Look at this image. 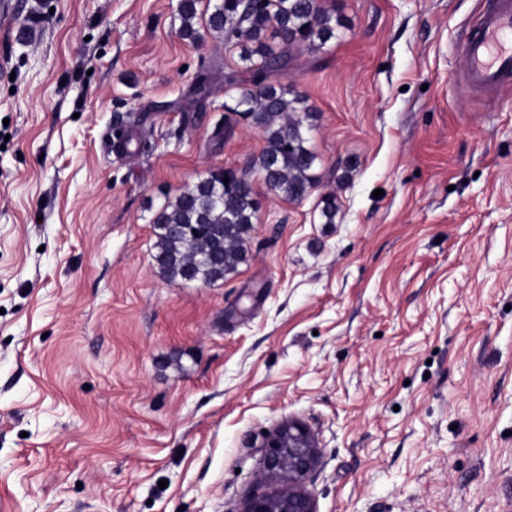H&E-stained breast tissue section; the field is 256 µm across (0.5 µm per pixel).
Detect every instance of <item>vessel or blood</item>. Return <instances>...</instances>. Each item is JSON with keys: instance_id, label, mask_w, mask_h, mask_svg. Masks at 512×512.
I'll return each mask as SVG.
<instances>
[{"instance_id": "obj_1", "label": "vessel or blood", "mask_w": 512, "mask_h": 512, "mask_svg": "<svg viewBox=\"0 0 512 512\" xmlns=\"http://www.w3.org/2000/svg\"><path fill=\"white\" fill-rule=\"evenodd\" d=\"M467 90L494 94L512 80V0H495L468 28L462 42Z\"/></svg>"}]
</instances>
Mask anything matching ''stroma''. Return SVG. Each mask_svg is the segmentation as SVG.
<instances>
[{"label":"stroma","mask_w":512,"mask_h":512,"mask_svg":"<svg viewBox=\"0 0 512 512\" xmlns=\"http://www.w3.org/2000/svg\"><path fill=\"white\" fill-rule=\"evenodd\" d=\"M21 2L0 512H239L289 421L317 439V512H512V83L458 81L487 0H321L335 38L268 75L319 114L318 183L256 184L248 260L215 285L161 277L152 218L261 152L224 108L238 47L183 38L179 0Z\"/></svg>","instance_id":"1"}]
</instances>
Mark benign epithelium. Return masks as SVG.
Masks as SVG:
<instances>
[{"instance_id": "obj_1", "label": "benign epithelium", "mask_w": 512, "mask_h": 512, "mask_svg": "<svg viewBox=\"0 0 512 512\" xmlns=\"http://www.w3.org/2000/svg\"><path fill=\"white\" fill-rule=\"evenodd\" d=\"M263 447V472L242 512H317L308 487L318 465V448L310 431L299 423L284 424Z\"/></svg>"}]
</instances>
